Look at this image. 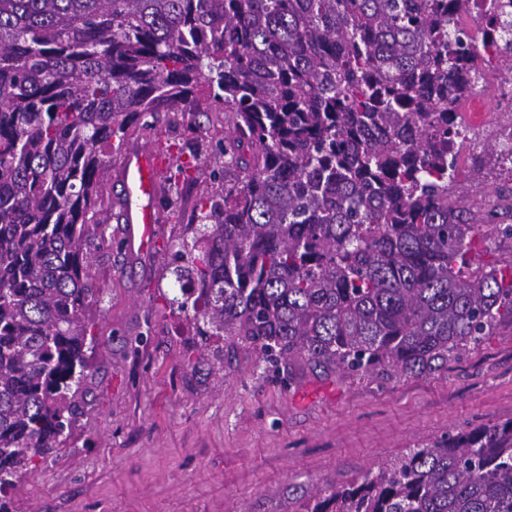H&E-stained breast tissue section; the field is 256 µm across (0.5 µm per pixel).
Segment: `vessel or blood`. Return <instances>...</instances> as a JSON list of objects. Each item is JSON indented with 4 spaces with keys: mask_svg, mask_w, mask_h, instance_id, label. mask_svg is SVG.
Returning <instances> with one entry per match:
<instances>
[{
    "mask_svg": "<svg viewBox=\"0 0 512 512\" xmlns=\"http://www.w3.org/2000/svg\"><path fill=\"white\" fill-rule=\"evenodd\" d=\"M170 157L137 145L126 152L119 171L123 190V218L135 226L141 247H149L158 236L163 216L158 208L159 174Z\"/></svg>",
    "mask_w": 512,
    "mask_h": 512,
    "instance_id": "obj_1",
    "label": "vessel or blood"
}]
</instances>
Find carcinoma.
Listing matches in <instances>:
<instances>
[{
    "label": "carcinoma",
    "instance_id": "obj_1",
    "mask_svg": "<svg viewBox=\"0 0 512 512\" xmlns=\"http://www.w3.org/2000/svg\"><path fill=\"white\" fill-rule=\"evenodd\" d=\"M470 0H0V512L63 447L111 239L103 174L129 128L208 88L218 189L171 238L169 306L203 343L415 378L512 322L452 195ZM187 169L165 176L178 191ZM306 512H512V418L448 433Z\"/></svg>",
    "mask_w": 512,
    "mask_h": 512
}]
</instances>
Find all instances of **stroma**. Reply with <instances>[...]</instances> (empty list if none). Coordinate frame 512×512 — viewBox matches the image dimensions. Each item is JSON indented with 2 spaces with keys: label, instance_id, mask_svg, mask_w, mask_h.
I'll return each instance as SVG.
<instances>
[{
  "label": "stroma",
  "instance_id": "stroma-1",
  "mask_svg": "<svg viewBox=\"0 0 512 512\" xmlns=\"http://www.w3.org/2000/svg\"><path fill=\"white\" fill-rule=\"evenodd\" d=\"M139 142L196 161V180L163 202L147 253L92 250L102 314L86 405L53 461L30 467L9 496L14 512H304L330 487L450 431L512 418V324L417 378L350 376L302 363L266 369L237 348L216 356L167 300L165 246L211 186L198 144L224 136L206 95L170 121L159 112ZM512 189L495 157L458 180L464 201L499 204Z\"/></svg>",
  "mask_w": 512,
  "mask_h": 512
}]
</instances>
